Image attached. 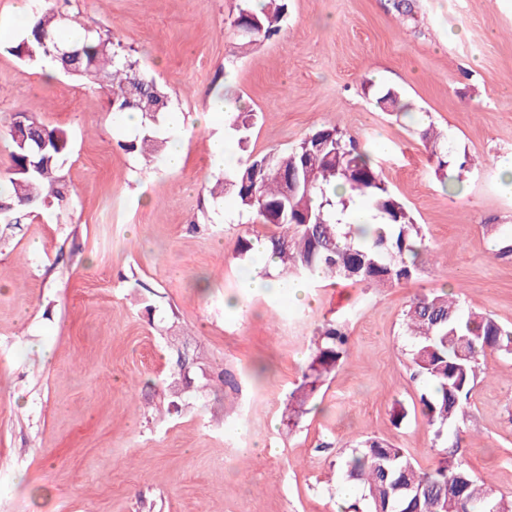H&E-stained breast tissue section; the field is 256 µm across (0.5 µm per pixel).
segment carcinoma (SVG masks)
Returning a JSON list of instances; mask_svg holds the SVG:
<instances>
[{"label": "carcinoma", "instance_id": "obj_1", "mask_svg": "<svg viewBox=\"0 0 512 512\" xmlns=\"http://www.w3.org/2000/svg\"><path fill=\"white\" fill-rule=\"evenodd\" d=\"M284 0H267L255 9L245 5L231 27L245 43L280 34L286 15ZM33 20L26 35L9 47L21 60L53 77L56 71L99 85L107 82L114 112H138L153 118L168 112V97L140 70L131 54L115 47L110 37L73 27V17L53 4L33 0ZM261 27L243 33L249 18ZM381 110L409 114L398 94L376 98ZM228 125L245 151L253 114L238 109ZM7 134L12 166L0 189V224H20L38 208L66 201L62 166L70 140L62 129L50 128L26 111L12 117ZM420 137L443 184L459 187L471 169L468 154L459 153L432 126ZM167 144L157 127L125 145L151 161ZM217 201L230 194L239 211L249 213L279 233L263 239L285 279H344L369 287L412 279L424 244L422 226L405 203L389 189L369 151L335 127H322L286 151L249 155L224 171L209 187ZM367 200L377 226L370 232L342 223L354 199ZM405 335L411 339L409 363L426 381L420 394L422 415L434 429L438 451L433 467L423 470L405 453L378 438L358 440L341 464L344 478L361 488L360 499L347 512H512V500L484 487L457 456L460 423L468 417L470 399L485 378L483 360L491 352L512 355V329L494 317L461 308L454 293L443 290L414 296L403 312ZM348 336L331 321L319 328L315 348L301 383L291 392L288 423L296 417L347 351Z\"/></svg>", "mask_w": 512, "mask_h": 512}]
</instances>
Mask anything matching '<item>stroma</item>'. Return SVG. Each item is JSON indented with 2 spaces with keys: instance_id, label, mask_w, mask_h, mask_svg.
<instances>
[{
  "instance_id": "1",
  "label": "stroma",
  "mask_w": 512,
  "mask_h": 512,
  "mask_svg": "<svg viewBox=\"0 0 512 512\" xmlns=\"http://www.w3.org/2000/svg\"><path fill=\"white\" fill-rule=\"evenodd\" d=\"M392 3L287 0L280 37L249 45L231 26L241 0H69L167 92L182 120L177 169H144L121 148L131 134L107 88L46 79L0 42V176L5 130L27 110L67 132L72 196L0 224V512H342L360 495L340 469L354 441L380 437L432 466L401 319L414 295L450 288L512 325V257L496 255L512 234V0H413L410 18ZM389 89L474 159L460 193L444 189L414 121L376 107ZM228 96L254 115L252 154L323 126L366 144L423 227L416 275L319 281L305 304L245 287L236 240L276 228L208 193L224 127L197 116ZM329 320L347 354L288 426ZM485 368L459 452L510 499L512 355Z\"/></svg>"
}]
</instances>
